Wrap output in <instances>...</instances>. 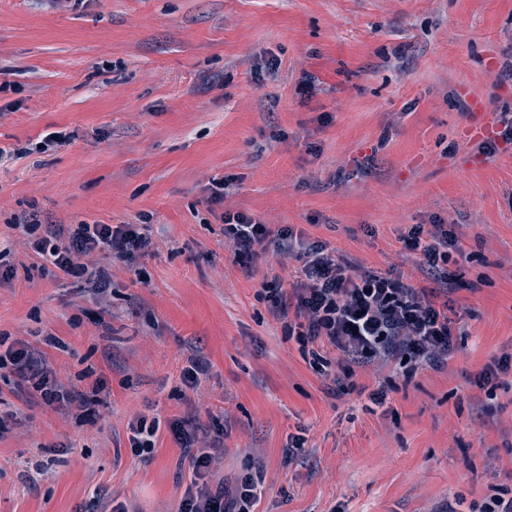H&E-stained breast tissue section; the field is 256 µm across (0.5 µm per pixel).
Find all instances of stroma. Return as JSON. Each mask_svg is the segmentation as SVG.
<instances>
[{
	"mask_svg": "<svg viewBox=\"0 0 512 512\" xmlns=\"http://www.w3.org/2000/svg\"><path fill=\"white\" fill-rule=\"evenodd\" d=\"M512 0H0V334L51 332L58 381L106 388L90 416L0 380V512H178L189 481L169 432L136 458L129 425L188 415L224 427L211 486L260 475L255 512H456L512 486V145L470 134L512 115ZM62 131L69 143L46 144ZM232 177L224 200L215 182ZM148 224L138 272L108 265L105 324L83 282L35 266L18 215ZM288 224L356 266L412 263L402 236L434 218L462 252L439 370L358 367L366 395H329L252 272L224 247V211ZM211 368L180 382L189 354ZM301 436V450L288 449ZM66 444L52 456L48 447Z\"/></svg>",
	"mask_w": 512,
	"mask_h": 512,
	"instance_id": "1",
	"label": "stroma"
}]
</instances>
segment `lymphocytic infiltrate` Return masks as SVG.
Segmentation results:
<instances>
[{
  "mask_svg": "<svg viewBox=\"0 0 512 512\" xmlns=\"http://www.w3.org/2000/svg\"><path fill=\"white\" fill-rule=\"evenodd\" d=\"M222 220L224 242L235 259L253 262L268 254L295 259L293 283L272 275L262 280L257 297L268 302L287 332L295 335L317 373H330L332 363L322 354L326 347L361 366H396L408 380L418 370L447 364L457 330L448 315V262L460 244L446 224H415L404 238L419 266L436 282L427 290L393 270L379 273L342 262L335 249L319 240H305L288 225L266 224L241 211L224 212ZM13 227L27 237L40 265L84 281L95 294L109 288L111 276L83 263L84 255L99 251L133 268L152 248V238L140 224L82 221L66 228L45 223L31 212L16 218ZM5 371L16 374L18 388L47 407L87 406L82 391H66L57 384L46 358L28 342H13L0 355V373ZM169 429L192 473L180 512H252L258 495L254 475L246 474L236 497L225 499L223 491L212 489L207 480L210 455L198 446L194 420H172Z\"/></svg>",
  "mask_w": 512,
  "mask_h": 512,
  "instance_id": "f902f5d3",
  "label": "lymphocytic infiltrate"
}]
</instances>
